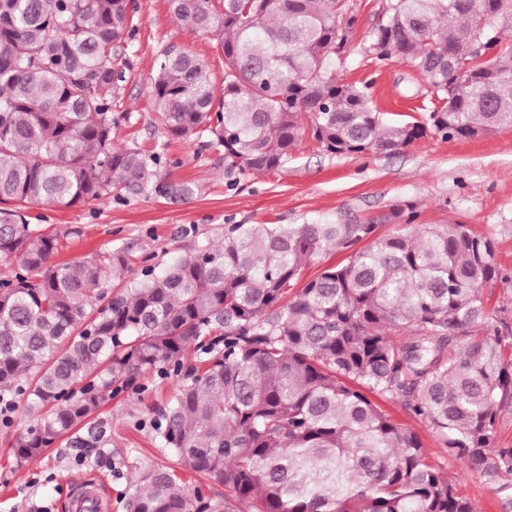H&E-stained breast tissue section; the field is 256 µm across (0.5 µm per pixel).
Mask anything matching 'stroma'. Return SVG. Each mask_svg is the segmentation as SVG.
Masks as SVG:
<instances>
[{"instance_id": "stroma-1", "label": "stroma", "mask_w": 512, "mask_h": 512, "mask_svg": "<svg viewBox=\"0 0 512 512\" xmlns=\"http://www.w3.org/2000/svg\"><path fill=\"white\" fill-rule=\"evenodd\" d=\"M136 31L123 52L131 59L117 107L122 117L114 131L116 146L152 148L163 136L160 115L151 98V83L162 51L176 48L202 59L216 88L224 86V51L213 35L180 27L168 0H135ZM357 18L354 34L337 70L344 81L370 82L374 105L388 118H425L434 108L425 80L417 70L396 60L377 67L366 48L373 31L386 18L389 0H346ZM165 152V182H191L198 192L173 202L160 196L117 201L103 197L69 208L29 205L32 223L51 232L78 224L81 237L61 240L57 260L72 261L127 247L132 268L143 257L163 263L183 253L194 241L219 239L228 224H360L377 221L382 234L398 232L385 218L394 206L410 202L416 222L463 224L470 232L493 237L496 258L512 276V127L469 139L422 138L391 155H330L310 138L300 139L281 169L247 177L225 176L224 158L198 151L194 143L174 140ZM179 375L148 372L128 388L113 391L95 416L103 436L100 448L109 464L77 463L76 451L59 440L40 457L20 460L9 444L28 420L16 408L0 423V512H29L35 505L68 512L66 494L72 482L100 477L112 498V512H128L135 475L143 468L173 465L174 459L154 437L150 423L172 398ZM393 420L419 436L426 460L441 470L457 493L476 512H512V491L486 478L449 454L427 424L413 418L401 402L378 398Z\"/></svg>"}]
</instances>
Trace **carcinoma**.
<instances>
[{
    "label": "carcinoma",
    "mask_w": 512,
    "mask_h": 512,
    "mask_svg": "<svg viewBox=\"0 0 512 512\" xmlns=\"http://www.w3.org/2000/svg\"><path fill=\"white\" fill-rule=\"evenodd\" d=\"M176 22L224 49V88L206 64L170 48L151 86L164 138L224 155L229 174L288 163L305 129L328 154H393L433 133L472 138L512 125V0H390L369 53L418 70L440 106L424 120L385 118L368 88L341 81L357 18L345 0H169ZM130 0H0V400L45 410L12 444L24 460L71 436L150 370L206 355L153 423L178 466L224 487L190 492L174 469L134 480L131 512H474L426 462L418 435L373 402L403 403L448 452L493 480L512 479L495 448L512 400V304L494 241L462 224L411 229L413 205L365 224H226L158 270H128L116 246L54 264L67 224L46 232L29 204L86 205L161 193L164 155L117 147L112 109L129 61ZM310 115L309 127L302 116ZM13 202L15 207L6 204ZM350 251L297 292L310 261Z\"/></svg>",
    "instance_id": "cac0c4a2"
}]
</instances>
